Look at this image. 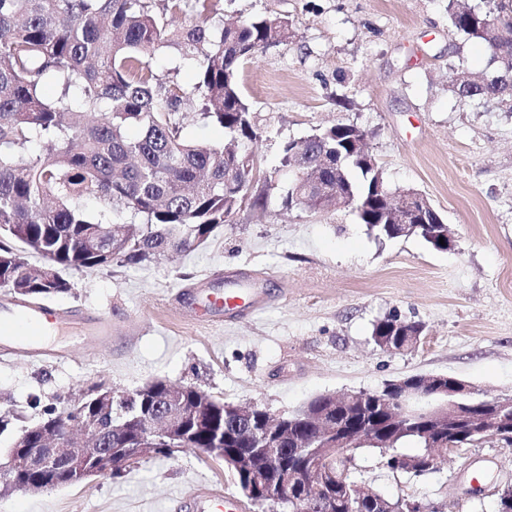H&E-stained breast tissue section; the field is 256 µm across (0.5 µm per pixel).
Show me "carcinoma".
I'll return each instance as SVG.
<instances>
[{
  "mask_svg": "<svg viewBox=\"0 0 512 512\" xmlns=\"http://www.w3.org/2000/svg\"><path fill=\"white\" fill-rule=\"evenodd\" d=\"M451 26L485 47L496 76L476 81L457 75L451 90L461 100H495L512 107V0H480L465 6L448 0ZM185 13L189 21L168 27L166 15ZM222 0H0V285L34 299L68 294L69 271L148 265L169 253L197 250L229 221L243 202L262 213L266 192L244 185L248 173L241 143L257 138L250 105L236 80L240 65L259 50L288 43L291 23L259 15L215 24ZM170 48L196 69L188 91L164 80L151 60ZM53 83L58 93L43 94ZM197 95L202 115L224 129L219 143L182 137L177 114L184 99ZM137 130L134 136L129 130ZM339 123L290 141L281 166L288 178L303 175L315 193L309 209L347 207L358 201L360 223L378 238L399 239L390 224L381 169L370 167ZM411 235L438 251L439 227L421 224ZM40 257L32 262L28 255ZM396 329L392 315L377 320L372 338L403 342L423 328L405 320ZM165 398L164 384L129 396L112 395L107 410L87 397L63 408L50 407L44 419L61 432L73 422L92 420L103 446H124L112 432ZM187 413L179 438L165 437L160 448H247L250 433L262 427L267 410L251 418L224 414L225 401L192 385L181 398ZM362 425L385 430L386 464L407 444L421 455L428 431L416 416L395 428L378 423L381 404L367 397L356 409ZM59 487L69 476L61 467L34 474Z\"/></svg>",
  "mask_w": 512,
  "mask_h": 512,
  "instance_id": "obj_1",
  "label": "carcinoma"
}]
</instances>
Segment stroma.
Wrapping results in <instances>:
<instances>
[{"label":"stroma","mask_w":512,"mask_h":512,"mask_svg":"<svg viewBox=\"0 0 512 512\" xmlns=\"http://www.w3.org/2000/svg\"><path fill=\"white\" fill-rule=\"evenodd\" d=\"M448 0H223L224 18L271 13L289 20L288 43L242 64L238 82L259 132L249 142L268 193L256 216L242 207L205 246L143 267L72 271L71 293L49 306L112 320V338L79 340L77 323L17 356L0 345V458L17 431L63 407L90 383L130 391L156 379L190 384L285 416L312 398L373 390L416 373L512 396V110L451 91L455 66L489 78L488 54L448 20ZM369 133L391 189L427 196L455 234L441 252L422 238L377 239L353 209L285 210L281 146L335 123ZM239 270L265 300L248 316L196 319V286L223 292ZM388 314L421 322L417 348L371 339ZM354 478L423 512H497L512 483V451L488 439L414 477L373 448L354 453ZM484 493L469 497L471 479ZM205 481L237 499L222 462L183 448L150 457L121 478L99 476L36 495H0V512H172Z\"/></svg>","instance_id":"obj_1"}]
</instances>
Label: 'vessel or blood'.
<instances>
[{"label":"vessel or blood","mask_w":512,"mask_h":512,"mask_svg":"<svg viewBox=\"0 0 512 512\" xmlns=\"http://www.w3.org/2000/svg\"><path fill=\"white\" fill-rule=\"evenodd\" d=\"M226 279L230 286L229 291L209 297L211 313L236 314L262 307L261 296L251 290L249 281L242 273H228ZM63 321L64 318L59 311L51 307L5 305L0 307V342L24 351L40 343L49 326ZM187 499L193 504L196 512H245L244 504L227 498L222 491L206 485H195L188 493Z\"/></svg>","instance_id":"vessel-or-blood-1"}]
</instances>
